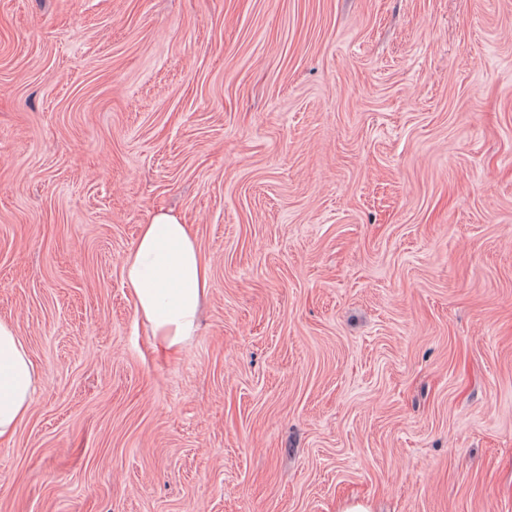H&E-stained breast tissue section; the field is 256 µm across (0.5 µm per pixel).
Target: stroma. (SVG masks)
Here are the masks:
<instances>
[{
	"mask_svg": "<svg viewBox=\"0 0 512 512\" xmlns=\"http://www.w3.org/2000/svg\"><path fill=\"white\" fill-rule=\"evenodd\" d=\"M0 320V512H512V0H0ZM122 265L136 313L148 324L156 351L178 354L196 335L201 300L210 288L208 263L192 224L155 212L139 225ZM40 383L17 327L0 320V442L9 441L28 414Z\"/></svg>",
	"mask_w": 512,
	"mask_h": 512,
	"instance_id": "35a3bbf8",
	"label": "stroma"
}]
</instances>
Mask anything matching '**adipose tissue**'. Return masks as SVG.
I'll return each mask as SVG.
<instances>
[{"label": "adipose tissue", "instance_id": "obj_1", "mask_svg": "<svg viewBox=\"0 0 512 512\" xmlns=\"http://www.w3.org/2000/svg\"><path fill=\"white\" fill-rule=\"evenodd\" d=\"M123 276L156 351L178 354L196 334L201 300L210 287L208 263L192 226L179 216L155 212L140 225L124 256ZM39 383L16 326L0 320V442L10 440L28 414Z\"/></svg>", "mask_w": 512, "mask_h": 512}]
</instances>
